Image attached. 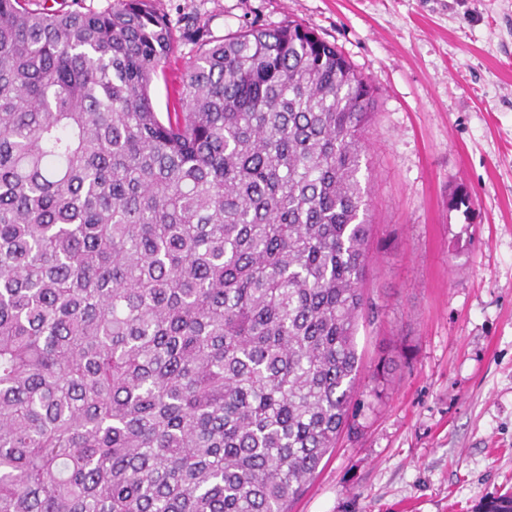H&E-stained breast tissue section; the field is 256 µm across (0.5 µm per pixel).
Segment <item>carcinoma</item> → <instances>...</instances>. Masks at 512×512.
I'll list each match as a JSON object with an SVG mask.
<instances>
[{
  "instance_id": "obj_1",
  "label": "carcinoma",
  "mask_w": 512,
  "mask_h": 512,
  "mask_svg": "<svg viewBox=\"0 0 512 512\" xmlns=\"http://www.w3.org/2000/svg\"><path fill=\"white\" fill-rule=\"evenodd\" d=\"M175 45L0 0V512H288L349 423L372 87L293 21Z\"/></svg>"
}]
</instances>
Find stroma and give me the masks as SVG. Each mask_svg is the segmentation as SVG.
I'll use <instances>...</instances> for the list:
<instances>
[{
    "instance_id": "obj_1",
    "label": "stroma",
    "mask_w": 512,
    "mask_h": 512,
    "mask_svg": "<svg viewBox=\"0 0 512 512\" xmlns=\"http://www.w3.org/2000/svg\"><path fill=\"white\" fill-rule=\"evenodd\" d=\"M154 4L207 41L296 21L374 88L353 428L291 512H475L512 491V0Z\"/></svg>"
}]
</instances>
